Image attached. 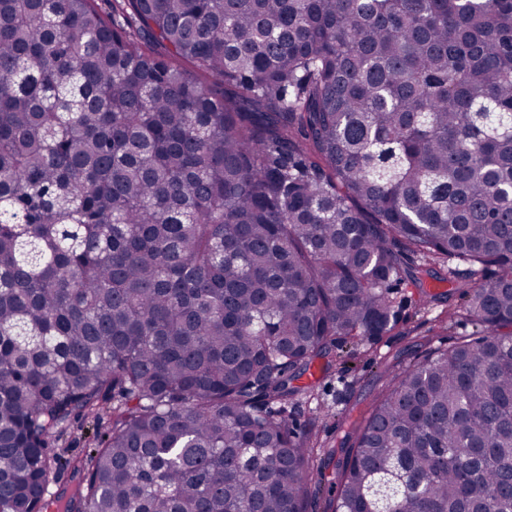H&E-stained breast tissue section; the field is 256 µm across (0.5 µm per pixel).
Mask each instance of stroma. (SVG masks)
<instances>
[{
  "label": "stroma",
  "instance_id": "stroma-1",
  "mask_svg": "<svg viewBox=\"0 0 512 512\" xmlns=\"http://www.w3.org/2000/svg\"><path fill=\"white\" fill-rule=\"evenodd\" d=\"M411 291V286L406 285L393 293L400 323L391 335L361 345L352 364H341L320 374L315 396L290 407L294 424L301 427L316 415H323L324 420L318 425L319 437L326 446L338 445L347 431L339 423L340 412L365 408L386 377L422 358L428 348H444L475 333L470 322L449 316L450 309L461 305L460 295L421 310L414 307ZM109 426L110 417L106 414L96 419L71 420L53 449L69 458L85 457Z\"/></svg>",
  "mask_w": 512,
  "mask_h": 512
}]
</instances>
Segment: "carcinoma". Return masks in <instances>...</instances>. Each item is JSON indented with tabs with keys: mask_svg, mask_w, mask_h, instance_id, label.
Wrapping results in <instances>:
<instances>
[{
	"mask_svg": "<svg viewBox=\"0 0 512 512\" xmlns=\"http://www.w3.org/2000/svg\"><path fill=\"white\" fill-rule=\"evenodd\" d=\"M0 0V512H512V0ZM129 14L159 56L134 45ZM188 62L212 78L202 82ZM478 337L345 415L402 256ZM113 400L82 484L62 426Z\"/></svg>",
	"mask_w": 512,
	"mask_h": 512,
	"instance_id": "obj_1",
	"label": "carcinoma"
}]
</instances>
